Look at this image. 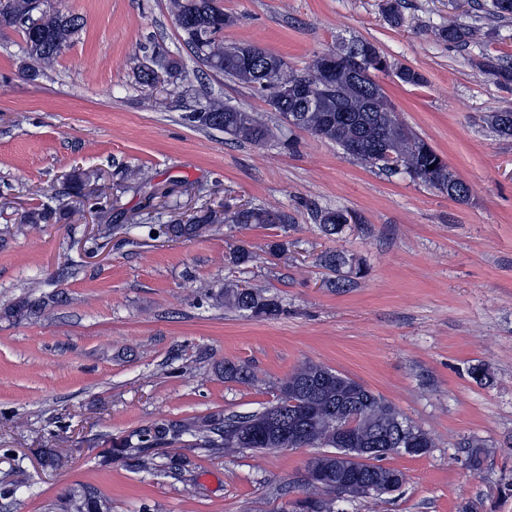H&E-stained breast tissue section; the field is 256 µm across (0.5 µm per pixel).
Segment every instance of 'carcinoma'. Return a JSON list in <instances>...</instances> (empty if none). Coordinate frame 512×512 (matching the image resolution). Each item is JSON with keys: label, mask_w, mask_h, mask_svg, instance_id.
Masks as SVG:
<instances>
[{"label": "carcinoma", "mask_w": 512, "mask_h": 512, "mask_svg": "<svg viewBox=\"0 0 512 512\" xmlns=\"http://www.w3.org/2000/svg\"><path fill=\"white\" fill-rule=\"evenodd\" d=\"M36 0H0V29L24 24V72L32 79L54 67L82 27L81 17L38 7ZM478 8L498 21L512 19V0H486ZM169 10L180 29L185 43L205 67L224 75L231 82L263 98L278 114L279 123L271 125L258 112L232 107L219 97L208 96L197 104L186 119L199 127L224 132L228 139L240 144L263 145L280 139L283 128L302 129L315 137L340 147L360 163L387 176L407 174L424 185L464 202L470 187L449 166L445 158L425 139L399 121L388 101L378 74H392L400 82L421 86L424 76L384 54L373 42L357 36L340 41L334 52L346 53L357 48L359 62L342 66L331 76H322L318 70L320 55H315L303 70L291 66L281 56L274 55L253 43H224L221 33L236 22V16L212 6L211 0H169ZM437 38L450 44L465 46L474 35L467 26L450 24L435 30ZM255 51L252 77L237 64L231 51ZM288 70V77L297 82H311L318 89V100L313 106H303L290 98L274 75L265 76L261 70ZM479 66L501 85H512V60L504 57H486ZM483 123L503 139H512V109L489 112ZM314 223L320 232L329 236L342 234L357 217L348 210L314 208ZM210 211L194 218L190 224H175L172 231L180 238H191L197 229L213 220ZM232 222L246 227L251 224L288 225L285 213L245 210L234 214ZM254 259L247 247L239 245L229 252L228 261L235 266H246ZM319 265L329 271V284L338 290L355 285V279L364 276L363 268L355 258L343 250H332L319 257ZM213 305L234 312H243L261 320L276 319L284 311L281 301L268 295L262 288L238 282H228L210 293ZM56 301L49 295L34 300L22 299L5 309L4 315L24 321L37 318ZM219 374L228 381L246 382L250 379L248 367L231 361L218 366ZM470 377L477 383L490 386L493 375L489 368L477 363L469 368ZM357 428L362 447L375 446L381 453L369 462L356 461L358 452L336 447V429L344 423ZM415 441L417 455L426 454L434 447V440L423 429L408 419L382 395L370 390L357 380L330 367L311 361L303 363L288 379L276 387L275 400L252 414L226 415L222 411L203 417L180 420H162L142 426L127 436L110 443L103 450L105 462L125 459L146 472L177 473L187 470L190 461L173 447L192 438V446L209 453L254 451L290 448H328L330 454L309 459L306 465V496L310 500L307 512H335L336 496L341 491L319 484V475L336 472V468L351 465L369 474V482L356 490L359 496L375 495L372 485H400L403 472L383 464L386 459L401 454L399 431ZM470 449L469 462L479 471L487 455L485 444L479 439L464 443ZM342 455L338 459L335 454ZM56 512H112V502L91 484H81L62 494L54 504Z\"/></svg>", "instance_id": "cac0c4a2"}]
</instances>
